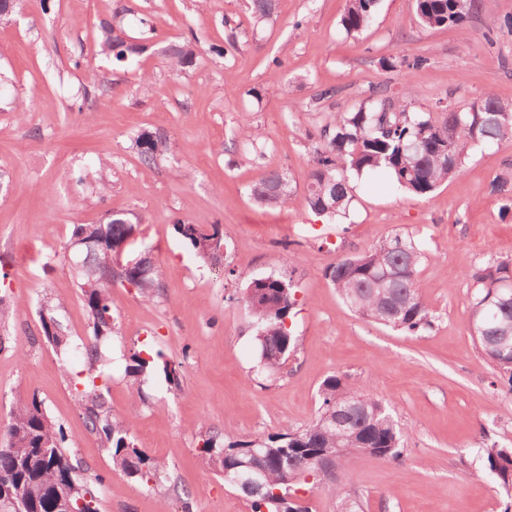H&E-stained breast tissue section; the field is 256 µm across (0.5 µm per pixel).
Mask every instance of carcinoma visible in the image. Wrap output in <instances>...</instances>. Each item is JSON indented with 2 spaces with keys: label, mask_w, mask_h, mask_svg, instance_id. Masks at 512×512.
Instances as JSON below:
<instances>
[{
  "label": "carcinoma",
  "mask_w": 512,
  "mask_h": 512,
  "mask_svg": "<svg viewBox=\"0 0 512 512\" xmlns=\"http://www.w3.org/2000/svg\"><path fill=\"white\" fill-rule=\"evenodd\" d=\"M378 0H348L341 25L348 33L369 28ZM420 23L429 28H464L472 11L457 0H415ZM255 23L268 21L276 0H249ZM100 51L117 63L143 53L148 45L134 50L108 23L100 26ZM168 65L178 71L196 64L194 40L186 38L162 49ZM427 64L422 56H393L383 67L403 78L400 95H388L379 87L369 104L329 116L319 127L311 152L310 181L304 202L314 213L340 219L353 201V179L383 172L402 190L421 197L431 195L443 182L458 176L469 152L512 139V108L487 93L466 110L453 104L442 112H414L405 100L411 98L409 72ZM135 146L142 164L153 167L165 154V141L141 133ZM286 175L268 173L251 185L250 195L259 204L284 207L292 199L289 189H280ZM176 233L190 246L195 258L215 265L221 254L207 241L222 232L221 225L207 227L179 222ZM139 231L125 212L107 216L99 224H75L70 240L75 272L87 313L86 340L73 345L64 335L54 312L64 307L59 298L41 305V327L48 343L59 350L77 348L88 365L89 376L81 381L79 412L84 427L96 435L112 454L114 469L149 483L166 463L148 457L137 448L133 426L114 420L95 380L105 365V345L113 334L109 289L112 284L134 285L146 299L160 287L161 269L155 262L136 265L127 271L112 268V251ZM423 258L422 249L411 238L395 234L368 251L336 261L325 276L342 301L363 319L396 330L422 333L434 325L433 315L416 288ZM471 314L468 326L486 358L506 380L512 392V258H491L468 274ZM243 300L249 308L258 344V371L273 372L294 351V338L286 321L295 307L292 281L283 274L250 277ZM155 367L154 359L133 352L126 374L137 381ZM320 411L310 425L269 436L263 440L225 443L217 435L202 439L200 452L207 465L225 471L238 463L264 472L260 493L247 496L251 512H296L292 502L295 478L311 476L330 484L331 492H342L349 477L350 456L368 453L401 464L408 431L400 426L382 401L345 377L335 374L321 384ZM26 448L25 459L14 452ZM64 424L53 420L32 398L16 403L0 442V512H54L55 501L68 498L75 512H100L99 502L88 489V477L80 461L67 451ZM486 472L499 485L512 490V448L486 445L482 448Z\"/></svg>",
  "instance_id": "obj_1"
}]
</instances>
